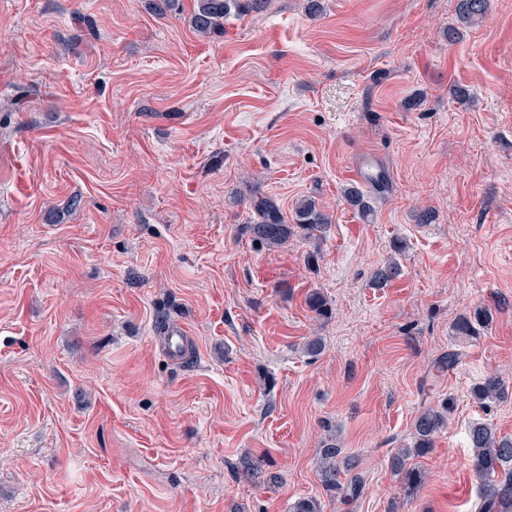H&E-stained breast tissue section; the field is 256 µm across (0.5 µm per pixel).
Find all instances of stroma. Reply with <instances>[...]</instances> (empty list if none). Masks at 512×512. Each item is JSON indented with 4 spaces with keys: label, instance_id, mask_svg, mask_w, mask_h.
Instances as JSON below:
<instances>
[{
    "label": "stroma",
    "instance_id": "1",
    "mask_svg": "<svg viewBox=\"0 0 512 512\" xmlns=\"http://www.w3.org/2000/svg\"><path fill=\"white\" fill-rule=\"evenodd\" d=\"M182 2L0 0V512H474L467 429L512 433V394L470 397L512 387V0L456 43L458 0H273L207 38ZM258 194L331 225L256 244ZM448 395L401 501L392 456ZM330 444L356 497L322 486ZM492 320V314L488 309L485 307H477L472 315L460 317L455 324V329L459 335L473 336L477 332L476 325L488 328ZM470 395L479 405H487L504 399L508 392L503 380L496 373H489L473 385Z\"/></svg>",
    "mask_w": 512,
    "mask_h": 512
}]
</instances>
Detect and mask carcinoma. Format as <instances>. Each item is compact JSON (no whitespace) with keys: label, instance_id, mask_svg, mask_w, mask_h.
Here are the masks:
<instances>
[{"label":"carcinoma","instance_id":"cac0c4a2","mask_svg":"<svg viewBox=\"0 0 512 512\" xmlns=\"http://www.w3.org/2000/svg\"><path fill=\"white\" fill-rule=\"evenodd\" d=\"M270 0H195L190 23L194 32L208 37L220 31L224 18L232 13L241 16L267 9ZM489 10V0H459L457 15L461 22L471 24L483 18ZM347 202L363 214L371 211L364 194L356 187L344 190ZM259 221L251 225L254 238L265 245L277 248L288 243L294 230L307 236L325 231L330 224L329 217L319 210L315 200L304 198L294 207L295 223H285V218L274 200L260 197L255 204ZM401 273L398 262L391 260L375 269L372 279L378 288L388 286ZM493 320L491 312L484 307L475 308L470 315L458 319L455 329L460 335L472 336L477 328H487ZM459 353H448L436 359L434 376L455 366ZM470 395L480 405L499 401L508 395L503 380L495 373H489L476 382ZM455 406L454 398L448 397L433 407L422 410L413 423V443L401 448L392 456V468L402 475L403 495L411 499L424 483L425 474L410 463L413 457H422L434 448L437 435L448 427V417ZM468 445L472 451V462L479 476V512H512V436L502 435L484 422H474L468 429ZM340 449L328 447L323 450L320 463V480L326 491L343 497H355L362 485L363 477L355 474L342 479V470L348 463H339Z\"/></svg>","mask_w":512,"mask_h":512}]
</instances>
